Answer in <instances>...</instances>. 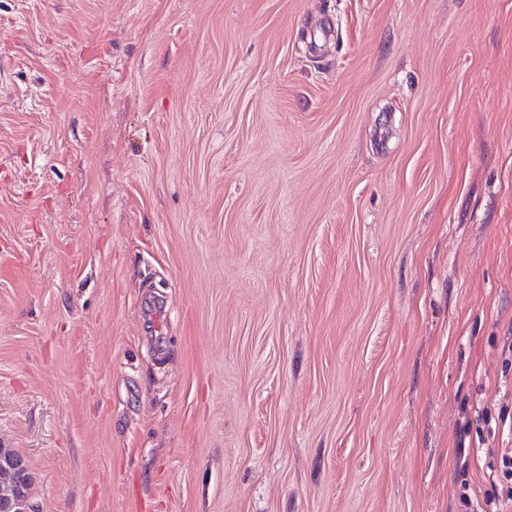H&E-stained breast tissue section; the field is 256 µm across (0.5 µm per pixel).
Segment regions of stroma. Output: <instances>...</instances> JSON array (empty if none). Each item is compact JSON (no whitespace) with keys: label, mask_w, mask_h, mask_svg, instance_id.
Segmentation results:
<instances>
[{"label":"stroma","mask_w":512,"mask_h":512,"mask_svg":"<svg viewBox=\"0 0 512 512\" xmlns=\"http://www.w3.org/2000/svg\"><path fill=\"white\" fill-rule=\"evenodd\" d=\"M510 336L512 0H0L39 512H463Z\"/></svg>","instance_id":"stroma-1"}]
</instances>
